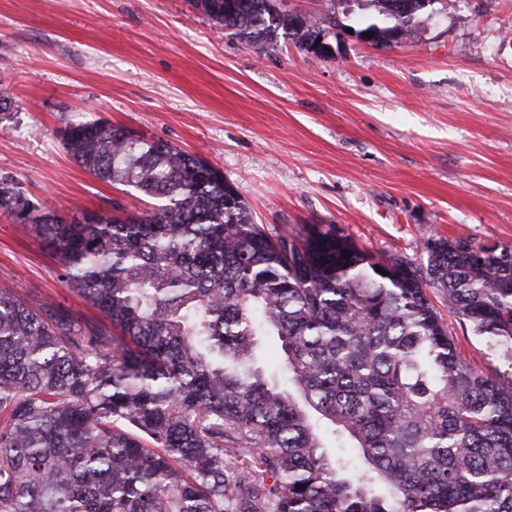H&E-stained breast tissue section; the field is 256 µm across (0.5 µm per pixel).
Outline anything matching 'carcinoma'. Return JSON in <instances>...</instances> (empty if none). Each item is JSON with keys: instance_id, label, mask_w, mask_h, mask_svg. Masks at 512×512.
I'll return each instance as SVG.
<instances>
[{"instance_id": "obj_1", "label": "carcinoma", "mask_w": 512, "mask_h": 512, "mask_svg": "<svg viewBox=\"0 0 512 512\" xmlns=\"http://www.w3.org/2000/svg\"><path fill=\"white\" fill-rule=\"evenodd\" d=\"M259 50L425 40L448 0H188ZM372 11L355 27L339 20ZM62 146L153 201L66 222L0 178V210L103 320L0 288V512H512V246L440 237L376 258L336 229L272 234L207 160L99 120ZM499 350L463 358L430 300ZM275 341L278 369L263 360ZM365 467L323 452L324 434Z\"/></svg>"}]
</instances>
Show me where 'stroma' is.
Instances as JSON below:
<instances>
[{"label":"stroma","instance_id":"35a3bbf8","mask_svg":"<svg viewBox=\"0 0 512 512\" xmlns=\"http://www.w3.org/2000/svg\"><path fill=\"white\" fill-rule=\"evenodd\" d=\"M318 59L258 51L188 0H0V177L65 220L149 201L79 168L67 123L102 119L198 154L270 232L336 227L378 257L426 259L438 237L512 245V0H451L427 38L344 37ZM33 229L0 213V286L85 320ZM464 358L497 352L430 295Z\"/></svg>","mask_w":512,"mask_h":512}]
</instances>
